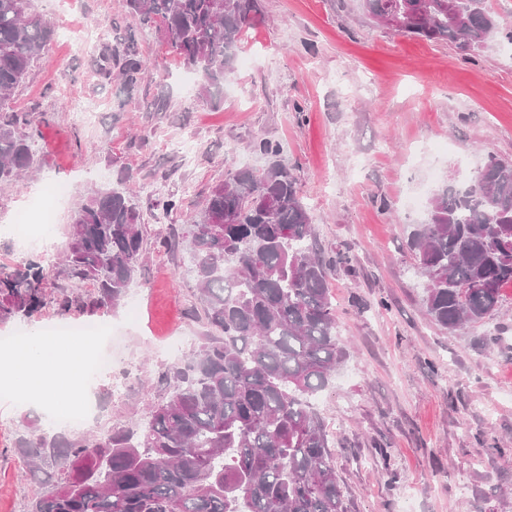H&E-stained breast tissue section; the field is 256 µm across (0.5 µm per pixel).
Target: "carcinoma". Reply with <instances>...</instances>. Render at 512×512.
Returning a JSON list of instances; mask_svg holds the SVG:
<instances>
[{"mask_svg": "<svg viewBox=\"0 0 512 512\" xmlns=\"http://www.w3.org/2000/svg\"><path fill=\"white\" fill-rule=\"evenodd\" d=\"M258 0H123L128 14L170 44L217 98ZM372 20L396 16L400 32L473 52L499 33L484 0H363ZM54 36L31 0H0V110ZM101 71L131 90L147 67L134 41L103 54ZM26 116L0 119V182L34 167ZM215 185L187 239L205 317L221 333L172 369L177 391L136 429L77 440L25 423L14 450L50 488L29 512H347L328 434L312 399L346 356L329 298L331 266L316 245L297 182L277 159ZM64 263L93 282L86 298L53 296L39 256L0 270V324L118 306L143 261L139 214L117 190L71 216ZM425 280L427 314L450 331L493 312L512 285V161L489 157L469 185H446L410 241Z\"/></svg>", "mask_w": 512, "mask_h": 512, "instance_id": "1", "label": "carcinoma"}]
</instances>
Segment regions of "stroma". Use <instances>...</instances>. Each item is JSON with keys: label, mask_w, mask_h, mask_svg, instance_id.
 Instances as JSON below:
<instances>
[{"label": "stroma", "mask_w": 512, "mask_h": 512, "mask_svg": "<svg viewBox=\"0 0 512 512\" xmlns=\"http://www.w3.org/2000/svg\"><path fill=\"white\" fill-rule=\"evenodd\" d=\"M259 3L240 64L213 100L121 0H32L57 33L10 98L32 121L23 133L38 164L23 185L0 183V226L18 224L47 185L73 184L54 207L62 250L72 211L123 185L146 260L132 285L137 308L124 301L62 317L50 305L0 325V337L102 325L112 373L91 388L89 424L66 435L146 423L150 405L172 391L163 378L171 364L156 344L178 336L189 351L209 334L191 254L169 242L186 234L212 186L240 170L262 172L269 158L260 141L278 143L321 255L335 262L329 289L346 356L313 406L348 512H512V286L483 322L448 331L426 312L409 247L435 190L468 182L489 156L512 160V55L497 38L468 55L401 34L370 20L360 0ZM92 21L103 27L94 44L63 38ZM130 38L159 65L128 93L99 67L106 46ZM74 100L93 106L91 124L75 122ZM180 139L195 145L192 164L171 149ZM167 198L178 206L160 224L154 216ZM115 376L127 385L120 398ZM29 417L51 426L35 401L0 390V512H28L45 490L11 451Z\"/></svg>", "instance_id": "stroma-1"}]
</instances>
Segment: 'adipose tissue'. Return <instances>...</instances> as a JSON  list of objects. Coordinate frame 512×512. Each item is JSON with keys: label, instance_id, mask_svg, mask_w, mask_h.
Here are the masks:
<instances>
[{"label": "adipose tissue", "instance_id": "obj_1", "mask_svg": "<svg viewBox=\"0 0 512 512\" xmlns=\"http://www.w3.org/2000/svg\"><path fill=\"white\" fill-rule=\"evenodd\" d=\"M56 345L55 339L36 333L20 348L0 355V387H10L22 379L44 403H51L58 388L73 385L75 372L94 343L89 340L85 345L75 347L68 363L51 373L46 366L55 357Z\"/></svg>", "mask_w": 512, "mask_h": 512}]
</instances>
